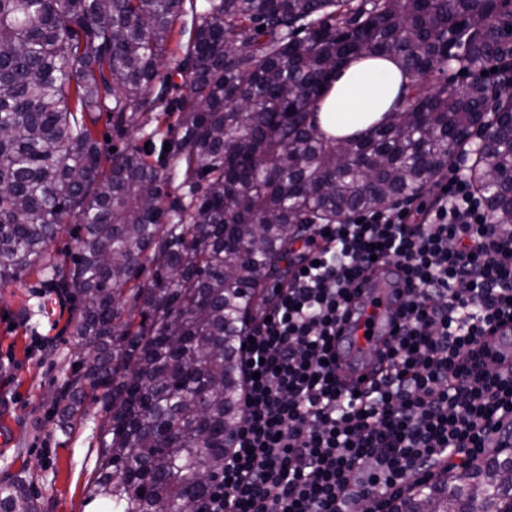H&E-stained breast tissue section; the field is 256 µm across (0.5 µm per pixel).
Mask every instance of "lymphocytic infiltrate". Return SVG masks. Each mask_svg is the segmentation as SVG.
<instances>
[{"label":"lymphocytic infiltrate","mask_w":512,"mask_h":512,"mask_svg":"<svg viewBox=\"0 0 512 512\" xmlns=\"http://www.w3.org/2000/svg\"><path fill=\"white\" fill-rule=\"evenodd\" d=\"M243 348V417L201 512H387L436 474L512 445V368L479 345L512 321V225L458 166L431 204L311 224ZM392 267L399 322L361 391L333 340L357 281Z\"/></svg>","instance_id":"obj_1"}]
</instances>
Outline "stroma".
Instances as JSON below:
<instances>
[{
  "instance_id": "obj_1",
  "label": "stroma",
  "mask_w": 512,
  "mask_h": 512,
  "mask_svg": "<svg viewBox=\"0 0 512 512\" xmlns=\"http://www.w3.org/2000/svg\"><path fill=\"white\" fill-rule=\"evenodd\" d=\"M69 299L46 293L36 274L0 288V477L24 474L42 512H98L87 498L100 448V406L69 437L56 430L51 388L76 355L65 325Z\"/></svg>"
}]
</instances>
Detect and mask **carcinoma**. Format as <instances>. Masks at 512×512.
<instances>
[{
  "label": "carcinoma",
  "mask_w": 512,
  "mask_h": 512,
  "mask_svg": "<svg viewBox=\"0 0 512 512\" xmlns=\"http://www.w3.org/2000/svg\"><path fill=\"white\" fill-rule=\"evenodd\" d=\"M184 0H0V286L30 272L78 302L81 365L55 388L67 436L106 414L88 500L105 512H197L241 423V342L254 299L303 224H334L424 193L493 106L470 168L493 223L512 224V0H203L170 101L154 92ZM263 30H258V27ZM247 43L251 52L238 53ZM411 74L390 119L343 143L313 124L349 58ZM124 137L111 153L101 117ZM168 143V151L155 142ZM77 252L61 264L64 233ZM446 475L400 512H512V451ZM0 512H41L20 476ZM98 139L103 144L104 147L110 148L115 147L120 149L126 144L128 141L136 140V143L141 145L144 140L139 139V134L137 131H129V133L124 138H119L112 132V128L109 124H106L105 117H103L98 124L97 131Z\"/></svg>",
  "instance_id": "1"
}]
</instances>
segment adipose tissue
<instances>
[{
	"label": "adipose tissue",
	"mask_w": 512,
	"mask_h": 512,
	"mask_svg": "<svg viewBox=\"0 0 512 512\" xmlns=\"http://www.w3.org/2000/svg\"><path fill=\"white\" fill-rule=\"evenodd\" d=\"M410 82L397 57L349 59L333 77L314 122L326 136L356 137L388 118Z\"/></svg>",
	"instance_id": "obj_1"
}]
</instances>
